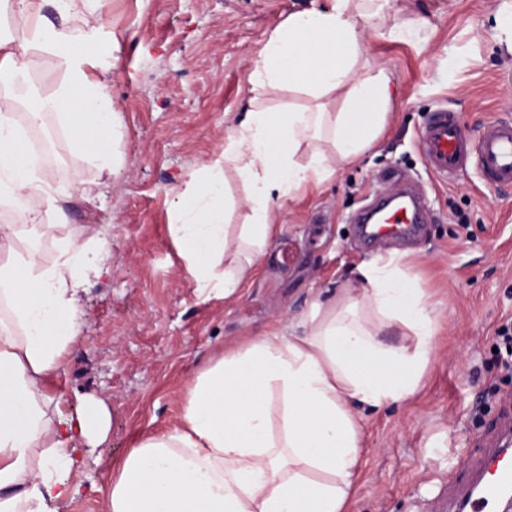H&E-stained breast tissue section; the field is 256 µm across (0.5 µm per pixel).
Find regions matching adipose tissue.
<instances>
[{
  "label": "adipose tissue",
  "instance_id": "obj_1",
  "mask_svg": "<svg viewBox=\"0 0 512 512\" xmlns=\"http://www.w3.org/2000/svg\"><path fill=\"white\" fill-rule=\"evenodd\" d=\"M42 2L0 0V21L25 35L18 44L0 34V83L30 68L29 50L54 57L63 80L52 95L24 101L29 121L55 114L94 170L113 172L107 0H83L77 27L48 22ZM390 9L391 0H331L271 32L251 64V93L296 91L309 103L246 112L222 158L191 173L169 232L200 293L238 296L282 219L278 201L330 178L383 133L390 78L369 61L365 31L382 27L397 41L415 33L391 21ZM231 174L241 198L230 193ZM73 191L45 176L12 107L1 104L0 199L13 201L55 254L43 258L23 225H0V512H57L81 449L99 448L111 431L103 398L81 396L71 412L49 388L77 339L78 289L104 250L97 229L72 237L43 223ZM236 209L239 224L229 221ZM359 272L356 286L313 296L300 319L281 316L280 330L227 345L188 385L177 421L141 437L113 467L106 512H348L363 464L360 410L417 391L437 332L436 307L403 254ZM392 327L401 331L395 345L382 339Z\"/></svg>",
  "mask_w": 512,
  "mask_h": 512
}]
</instances>
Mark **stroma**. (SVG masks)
<instances>
[{
	"instance_id": "obj_1",
	"label": "stroma",
	"mask_w": 512,
	"mask_h": 512,
	"mask_svg": "<svg viewBox=\"0 0 512 512\" xmlns=\"http://www.w3.org/2000/svg\"><path fill=\"white\" fill-rule=\"evenodd\" d=\"M328 0H109L115 38L107 72L117 112L119 167L96 176L53 115L49 178L77 184L65 198L68 233L103 229L106 276L79 291L82 318L52 389L75 408L105 397L108 440L78 473L59 512H104L114 464L144 434L167 430L188 383L243 336L260 337L284 314L300 316L319 290L353 285L359 267L397 250L437 304L435 350L410 400L365 413L363 468L350 512H422L448 479L447 456L468 447L496 416L512 376L496 364L495 331L512 318V189L487 187L475 171L443 185L428 172L418 132L441 106L477 127L512 114V53L493 17L504 0H394L418 37L393 41L368 30L370 58L392 79L387 128L355 163L280 200L283 214L254 277L230 300L193 288L168 226L190 173L220 158L224 137L250 107L251 60L289 14ZM62 73L41 56L6 90L14 106L52 94ZM403 177L430 206L425 235L360 246L354 214Z\"/></svg>"
}]
</instances>
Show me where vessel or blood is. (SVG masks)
<instances>
[{
    "label": "vessel or blood",
    "mask_w": 512,
    "mask_h": 512,
    "mask_svg": "<svg viewBox=\"0 0 512 512\" xmlns=\"http://www.w3.org/2000/svg\"><path fill=\"white\" fill-rule=\"evenodd\" d=\"M418 143L438 181H453L472 168L490 187H512V117L490 119L472 132L457 112L439 108L421 129ZM424 212L415 198L406 205H381L380 223L362 224V237L372 244L389 236H420ZM499 419L493 447L460 450L448 471L453 482L433 498V512H512V393L502 396Z\"/></svg>",
    "instance_id": "1"
}]
</instances>
